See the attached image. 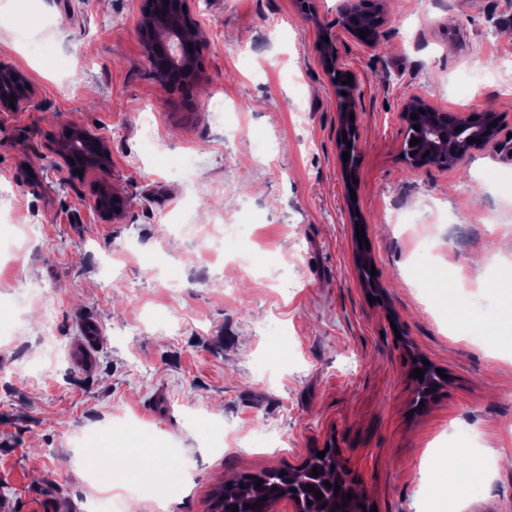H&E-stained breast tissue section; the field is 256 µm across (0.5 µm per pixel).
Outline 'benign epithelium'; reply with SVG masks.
Returning a JSON list of instances; mask_svg holds the SVG:
<instances>
[{
  "label": "benign epithelium",
  "mask_w": 512,
  "mask_h": 512,
  "mask_svg": "<svg viewBox=\"0 0 512 512\" xmlns=\"http://www.w3.org/2000/svg\"><path fill=\"white\" fill-rule=\"evenodd\" d=\"M340 17L337 28H325L321 32V58L325 73L331 80L347 78L342 70L337 54L336 41L342 34L350 35L366 47L374 45L371 39H363L358 34L360 18L355 10L343 5L339 7ZM143 47L150 66L158 71L163 81L176 82L185 75L195 81L199 75L198 60L206 43V32L198 21L191 0H144L143 5ZM10 84L15 87L14 101L10 95L0 92V110L18 111L31 103L35 89L27 76L15 67L0 64V87ZM429 112L442 116V112L427 104L420 97H412L400 111L403 124L412 121V115ZM499 122L493 112L484 113V122L477 125L467 113H460L451 127L435 125L432 129V142L428 148L438 156L440 165L454 168L461 164L478 142L488 140L487 131ZM71 134H64L53 147L54 154L67 166L70 160L86 162L87 170H103L111 163V149L108 141L100 134L87 129L69 128ZM474 142H468V139ZM95 207L102 218L110 220L119 215L120 209L112 197V192L103 185L95 199Z\"/></svg>",
  "instance_id": "obj_1"
}]
</instances>
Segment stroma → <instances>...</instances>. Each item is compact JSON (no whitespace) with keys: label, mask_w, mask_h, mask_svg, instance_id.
Masks as SVG:
<instances>
[{"label":"stroma","mask_w":512,"mask_h":512,"mask_svg":"<svg viewBox=\"0 0 512 512\" xmlns=\"http://www.w3.org/2000/svg\"><path fill=\"white\" fill-rule=\"evenodd\" d=\"M342 3L197 0L207 45L181 91L145 60L142 0H0V62L36 89L0 112V496L20 512H84L93 437L161 441L192 466L175 497L140 473L142 512H213L225 482L329 446L377 512H512V468L450 501L422 468L460 434L512 456V321L487 297L512 265V0H382L375 47L338 40L356 78L350 176L341 88L320 59ZM413 96L494 112L502 134L458 167L410 168L399 112ZM72 125L107 138L108 170L79 176L53 155ZM103 184L124 201L109 221ZM223 220L243 230L202 264L198 239ZM89 319L101 340L86 368L72 349ZM424 361L444 372L425 398Z\"/></svg>","instance_id":"obj_1"}]
</instances>
